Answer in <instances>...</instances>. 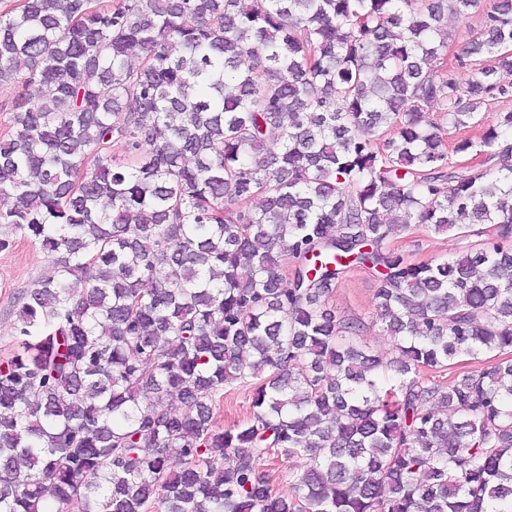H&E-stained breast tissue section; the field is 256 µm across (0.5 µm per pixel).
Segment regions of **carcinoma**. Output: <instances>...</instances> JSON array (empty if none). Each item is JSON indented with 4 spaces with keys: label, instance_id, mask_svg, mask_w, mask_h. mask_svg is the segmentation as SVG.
Returning a JSON list of instances; mask_svg holds the SVG:
<instances>
[{
    "label": "carcinoma",
    "instance_id": "1",
    "mask_svg": "<svg viewBox=\"0 0 512 512\" xmlns=\"http://www.w3.org/2000/svg\"><path fill=\"white\" fill-rule=\"evenodd\" d=\"M19 74L0 251L56 261L0 358V512H512V112L473 166L424 119L512 94V0H20ZM412 224L477 241L412 262ZM353 267L390 356L329 304ZM478 24V13H472L463 18L448 16L447 26L452 34V40L449 42L448 58H451L454 53L459 52L468 44ZM251 385L236 384L224 391V399L216 403L214 421L219 427L249 420L251 411ZM274 460H264L260 463V470L270 475L272 486L280 495H289L294 483V475L300 465L299 460L289 458L281 453Z\"/></svg>",
    "mask_w": 512,
    "mask_h": 512
}]
</instances>
